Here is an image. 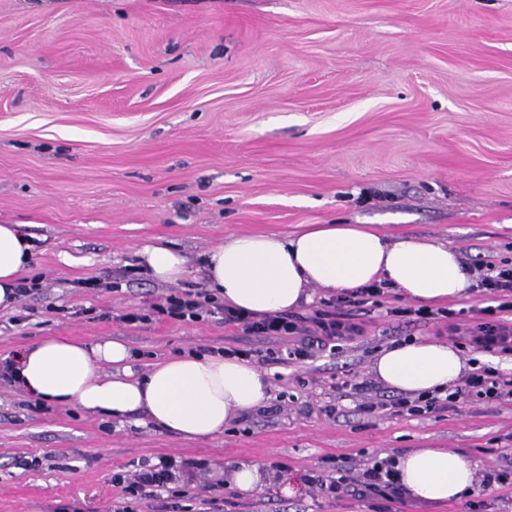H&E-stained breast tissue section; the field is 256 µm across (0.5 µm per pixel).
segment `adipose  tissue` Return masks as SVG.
I'll return each instance as SVG.
<instances>
[{"mask_svg": "<svg viewBox=\"0 0 512 512\" xmlns=\"http://www.w3.org/2000/svg\"><path fill=\"white\" fill-rule=\"evenodd\" d=\"M140 256L147 274L175 282L185 259L167 245H148ZM25 225L0 224V310L16 301L15 289L32 262ZM206 284L225 306L256 316L300 309L311 288L356 289L383 282L418 302L466 294L470 272L447 243L392 236L362 224H308L299 232L225 237L205 260ZM123 342L93 345L50 336L18 357L17 379L32 398L49 405L78 404L116 420L142 413L151 424L186 440L211 438L239 414L265 405L271 385L245 358L184 353L139 373ZM467 366L457 348L426 339L383 349L373 372L404 393L438 391L455 384ZM410 498L443 504L472 492L475 466L458 451L420 448L397 460Z\"/></svg>", "mask_w": 512, "mask_h": 512, "instance_id": "1", "label": "adipose tissue"}]
</instances>
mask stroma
I'll list each match as a JSON object with an SVG mask.
<instances>
[{
	"mask_svg": "<svg viewBox=\"0 0 512 512\" xmlns=\"http://www.w3.org/2000/svg\"><path fill=\"white\" fill-rule=\"evenodd\" d=\"M0 224L28 225L40 283L0 310V361L49 336L122 341L141 372L249 348L272 394L189 441L0 380V512H112L113 475L163 455L201 464L177 484L186 512H210L214 486L221 512H512V479L436 508L309 483L417 448L465 453L480 477L506 467L510 401L358 409L399 396L372 373L382 349L451 340L490 296L424 319L385 289L352 306L361 336L312 359L214 318L115 319L205 287L224 237L306 224H372L447 242L471 267L512 266V0H0ZM148 244L178 250L185 276L151 278ZM239 461L269 469L261 491L228 483Z\"/></svg>",
	"mask_w": 512,
	"mask_h": 512,
	"instance_id": "stroma-1",
	"label": "stroma"
}]
</instances>
